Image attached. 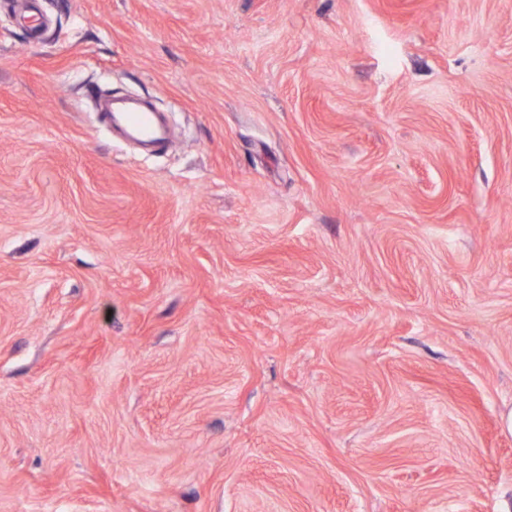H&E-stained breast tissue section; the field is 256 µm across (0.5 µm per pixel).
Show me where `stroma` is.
Instances as JSON below:
<instances>
[{"mask_svg": "<svg viewBox=\"0 0 512 512\" xmlns=\"http://www.w3.org/2000/svg\"><path fill=\"white\" fill-rule=\"evenodd\" d=\"M25 9L0 512H512V0ZM104 114L109 117L112 128L122 127L146 139L156 140L159 137L155 112L146 109H116L110 103L106 105Z\"/></svg>", "mask_w": 512, "mask_h": 512, "instance_id": "1", "label": "stroma"}]
</instances>
